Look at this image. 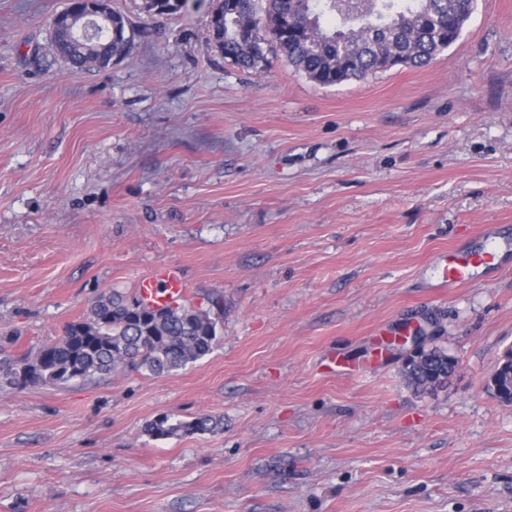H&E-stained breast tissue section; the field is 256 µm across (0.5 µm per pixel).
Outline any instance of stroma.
I'll return each instance as SVG.
<instances>
[{
  "label": "stroma",
  "mask_w": 512,
  "mask_h": 512,
  "mask_svg": "<svg viewBox=\"0 0 512 512\" xmlns=\"http://www.w3.org/2000/svg\"><path fill=\"white\" fill-rule=\"evenodd\" d=\"M0 0V354L64 335L103 292L177 266L219 303L213 352L0 390V512H512V261L460 287L448 251L512 250V0H477L426 67L323 86L279 55L225 60L212 0L80 74L50 22ZM456 364L402 373L401 329ZM223 417L155 439L161 415ZM454 366L452 356L441 348L432 347L422 349L417 357L405 362L403 371L409 384L417 390H425L444 384ZM503 365L496 366L491 375H496ZM510 370V371H509ZM512 363L500 371L496 377L488 380L487 387L492 394L502 403L512 404L511 377Z\"/></svg>",
  "instance_id": "1"
}]
</instances>
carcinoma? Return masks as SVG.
I'll return each mask as SVG.
<instances>
[{"mask_svg":"<svg viewBox=\"0 0 512 512\" xmlns=\"http://www.w3.org/2000/svg\"><path fill=\"white\" fill-rule=\"evenodd\" d=\"M476 0H236V16L211 27L224 58L245 70H262L271 52L285 57L320 85L391 69V60L422 68L453 45ZM97 47L72 40L67 23L52 26L55 54L75 72L106 67L131 54L122 37L96 38ZM219 317L191 304L145 308L136 296L118 290L102 294L70 333L32 355L0 360V387L22 390L65 385L112 372L119 366L152 375L171 374L210 354L218 339ZM455 359L438 347L422 349L405 362L404 374L415 389L445 383ZM502 403L512 404V363L488 380ZM224 419L189 420L159 416L145 432L156 439L214 433Z\"/></svg>","mask_w":512,"mask_h":512,"instance_id":"obj_1","label":"carcinoma"}]
</instances>
